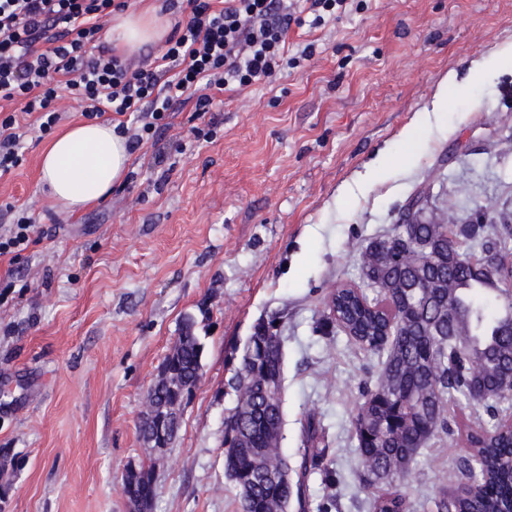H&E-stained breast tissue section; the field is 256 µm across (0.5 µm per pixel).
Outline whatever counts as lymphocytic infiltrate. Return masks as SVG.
<instances>
[{
  "label": "lymphocytic infiltrate",
  "mask_w": 512,
  "mask_h": 512,
  "mask_svg": "<svg viewBox=\"0 0 512 512\" xmlns=\"http://www.w3.org/2000/svg\"><path fill=\"white\" fill-rule=\"evenodd\" d=\"M186 5L154 62L115 54L102 44V20L130 0H0V102L17 103L41 133L63 118L59 88L68 89L87 119L110 112L130 150L151 145L150 165L168 159L158 134L177 109L209 112L216 94L244 90L288 66L291 26L316 29L347 0H163V11ZM15 113L0 109V177L23 162L24 133ZM30 217L0 225V257L18 260L36 244Z\"/></svg>",
  "instance_id": "f902f5d3"
}]
</instances>
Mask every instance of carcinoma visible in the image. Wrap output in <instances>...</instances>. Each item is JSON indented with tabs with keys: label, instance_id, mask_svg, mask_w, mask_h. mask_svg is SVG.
<instances>
[{
	"label": "carcinoma",
	"instance_id": "carcinoma-1",
	"mask_svg": "<svg viewBox=\"0 0 512 512\" xmlns=\"http://www.w3.org/2000/svg\"><path fill=\"white\" fill-rule=\"evenodd\" d=\"M460 236L485 250L512 254V224H482L477 235L459 225ZM403 235L429 244L418 269L398 261L396 241ZM371 243L385 261L368 265L369 297L352 284L334 292V322L361 349L378 358L375 384L361 393L353 417L358 442L357 476L362 485H383L371 501L373 512H407L408 502L393 487L410 474L420 450L431 440L453 434L445 409L455 402L484 407L488 421L466 428L472 448L457 464L455 482H432L436 512H512V428L500 416L512 397L500 388L512 373V297L504 280L512 270L474 269L457 260L456 247L435 224L394 225L392 234ZM396 279L403 288L382 291L370 278ZM263 346L243 350L231 368L233 406L224 419V471L239 491L241 512H288L290 502L305 508L308 476L333 474L326 449L314 447L322 427L310 417L302 428L300 476L282 481L284 353L279 324H263ZM204 343L198 321L188 316L163 363L167 379L151 387L148 398L157 416H172L201 382ZM155 466L125 475L129 492L156 495Z\"/></svg>",
	"mask_w": 512,
	"mask_h": 512
}]
</instances>
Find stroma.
<instances>
[{
  "label": "stroma",
  "instance_id": "obj_1",
  "mask_svg": "<svg viewBox=\"0 0 512 512\" xmlns=\"http://www.w3.org/2000/svg\"><path fill=\"white\" fill-rule=\"evenodd\" d=\"M288 42L314 44L312 59L217 94L204 117L183 108L167 133L182 149L156 168L131 158L81 213L43 190L51 137L28 130L22 165L0 178V224L8 203L42 233L17 263L0 260V512H128L124 469L150 461L151 512H240L224 475L230 368L254 325L276 317L282 451L297 465L315 418L336 472L331 484L311 475L307 512H371L351 419L378 361L324 325L327 300L361 285L362 248L416 192L429 190L430 217L458 224L512 207V62L458 88L474 62L512 45V0H352ZM382 154L388 171L364 185ZM202 307L203 379L159 454L138 432L146 393ZM465 453L458 436L422 450L401 486L409 512H431L426 484Z\"/></svg>",
  "mask_w": 512,
  "mask_h": 512
}]
</instances>
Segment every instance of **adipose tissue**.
Listing matches in <instances>:
<instances>
[{
    "mask_svg": "<svg viewBox=\"0 0 512 512\" xmlns=\"http://www.w3.org/2000/svg\"><path fill=\"white\" fill-rule=\"evenodd\" d=\"M125 139L111 124L82 121L55 137L41 156L42 182L71 212L100 201L126 174Z\"/></svg>",
    "mask_w": 512,
    "mask_h": 512,
    "instance_id": "obj_1",
    "label": "adipose tissue"
}]
</instances>
